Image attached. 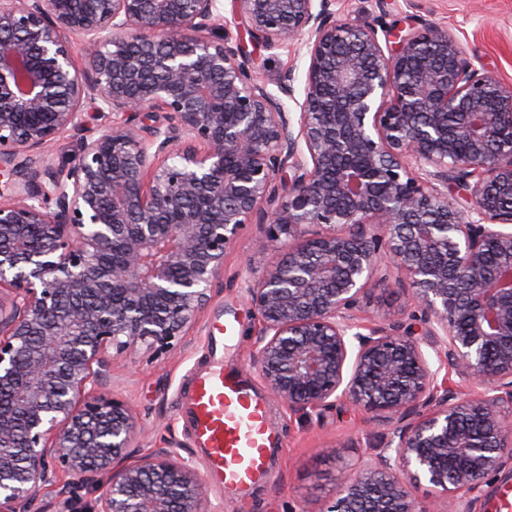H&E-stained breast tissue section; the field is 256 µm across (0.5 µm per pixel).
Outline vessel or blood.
Here are the masks:
<instances>
[{"mask_svg":"<svg viewBox=\"0 0 512 512\" xmlns=\"http://www.w3.org/2000/svg\"><path fill=\"white\" fill-rule=\"evenodd\" d=\"M205 465V476L223 493L244 496L266 480L280 438L265 401L238 372L216 359L196 372L179 402Z\"/></svg>","mask_w":512,"mask_h":512,"instance_id":"b4317fda","label":"vessel or blood"}]
</instances>
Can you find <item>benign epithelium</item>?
Here are the masks:
<instances>
[{
	"mask_svg": "<svg viewBox=\"0 0 512 512\" xmlns=\"http://www.w3.org/2000/svg\"><path fill=\"white\" fill-rule=\"evenodd\" d=\"M218 2L0 0V512L60 471L98 483L90 512H208L195 469L169 448L133 454L135 411L88 385L108 349L187 334L254 218L280 253L248 287L265 386L387 427L313 512H472L512 458V289L495 279L512 265V83L443 27L235 0L254 41L306 48L294 119L295 68L268 90ZM87 105L152 123L102 125L54 163ZM385 263L412 287L420 338L358 320ZM423 480L430 501L411 491Z\"/></svg>",
	"mask_w": 512,
	"mask_h": 512,
	"instance_id": "1",
	"label": "benign epithelium"
}]
</instances>
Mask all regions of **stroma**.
Masks as SVG:
<instances>
[{"mask_svg": "<svg viewBox=\"0 0 512 512\" xmlns=\"http://www.w3.org/2000/svg\"><path fill=\"white\" fill-rule=\"evenodd\" d=\"M224 30L240 42L245 58L261 76L274 79L295 56L304 54L294 41L277 50L252 42L244 22L235 12L234 0H220ZM338 19L351 23H376L387 29L421 28L430 23L447 28L473 51L485 70L512 82V0H339ZM264 233L259 224L247 225L224 258V273L216 281L212 301L187 336L163 352L141 347L107 359L95 391H103L134 408L137 433L131 443L136 454L168 448L203 471L189 428L178 418V398L190 373L210 359L207 336L220 322L236 326L235 338L224 345V363L241 367L258 394L266 388L255 370L251 351L254 324L249 315L246 287L273 264L272 253L260 250ZM419 309L410 292L377 280L358 318L363 324L387 325L403 321L420 332ZM268 413L280 433L281 448L273 456V474L247 497L235 498L210 490L209 512H311L335 490L342 470L360 464L383 441L380 427L365 423L362 411L349 403L306 411H294L269 399ZM92 492L70 474H58L53 483L40 486L25 512H69L70 501H89ZM474 512H512V463L484 484L474 495Z\"/></svg>", "mask_w": 512, "mask_h": 512, "instance_id": "stroma-1", "label": "stroma"}]
</instances>
